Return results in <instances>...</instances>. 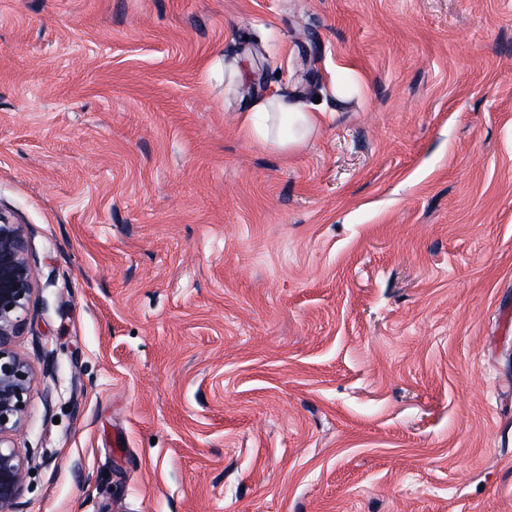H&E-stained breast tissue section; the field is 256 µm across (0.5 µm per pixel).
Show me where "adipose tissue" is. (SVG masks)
I'll return each instance as SVG.
<instances>
[{"label":"adipose tissue","mask_w":512,"mask_h":512,"mask_svg":"<svg viewBox=\"0 0 512 512\" xmlns=\"http://www.w3.org/2000/svg\"><path fill=\"white\" fill-rule=\"evenodd\" d=\"M323 118L301 95H275L247 113L243 123L261 144L290 151L304 145Z\"/></svg>","instance_id":"1"}]
</instances>
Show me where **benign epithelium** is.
<instances>
[{
  "label": "benign epithelium",
  "instance_id": "7a95c632",
  "mask_svg": "<svg viewBox=\"0 0 512 512\" xmlns=\"http://www.w3.org/2000/svg\"><path fill=\"white\" fill-rule=\"evenodd\" d=\"M37 286L24 225L0 215V512H23L21 496L33 456L12 436L24 419L36 367L15 347Z\"/></svg>",
  "mask_w": 512,
  "mask_h": 512
}]
</instances>
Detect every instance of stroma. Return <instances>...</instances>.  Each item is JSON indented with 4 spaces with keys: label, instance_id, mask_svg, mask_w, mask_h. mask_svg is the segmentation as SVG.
Here are the masks:
<instances>
[{
    "label": "stroma",
    "instance_id": "stroma-1",
    "mask_svg": "<svg viewBox=\"0 0 512 512\" xmlns=\"http://www.w3.org/2000/svg\"><path fill=\"white\" fill-rule=\"evenodd\" d=\"M0 214L23 512H512V0H0ZM324 115L301 95H275L247 113L243 123L261 144L290 151L306 143ZM36 286L24 225L0 215V512H23L20 499L33 462L27 449L23 452L15 446L12 436L22 426L36 376L34 364L14 347Z\"/></svg>",
    "mask_w": 512,
    "mask_h": 512
}]
</instances>
